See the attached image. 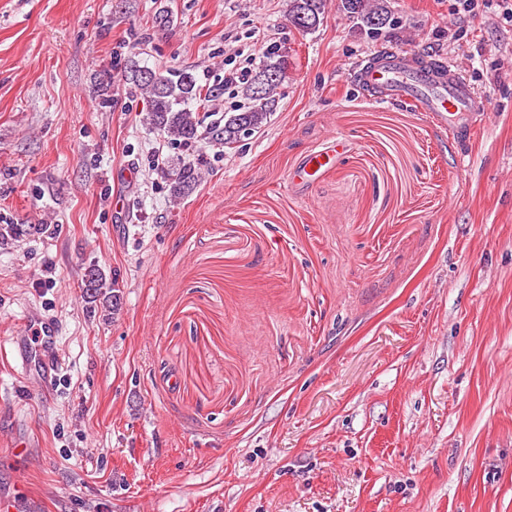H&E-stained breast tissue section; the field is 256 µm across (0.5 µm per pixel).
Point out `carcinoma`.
Wrapping results in <instances>:
<instances>
[{"instance_id": "carcinoma-1", "label": "carcinoma", "mask_w": 512, "mask_h": 512, "mask_svg": "<svg viewBox=\"0 0 512 512\" xmlns=\"http://www.w3.org/2000/svg\"><path fill=\"white\" fill-rule=\"evenodd\" d=\"M344 14L360 24L372 36H378L393 22L385 0H341ZM325 0H289L288 18L302 33H310L323 23ZM267 73L271 78L262 91L256 90V80L246 88L248 106L241 112H226L209 126H202L195 104L200 101L216 102L224 95L222 86H206L201 78L187 69L151 71L133 65L125 80L147 96L143 124L149 130L160 131L174 144L190 146L201 152L209 148L232 149L241 136L259 130L267 123L272 112V94L287 78V65L282 55L272 48L268 58L256 74ZM170 194L178 199L188 194L200 177L195 163L177 160L169 173ZM25 224H0V245L28 233ZM82 292L89 304L100 303L106 311L115 314L121 309L118 289L106 281L101 266L93 264L82 276Z\"/></svg>"}]
</instances>
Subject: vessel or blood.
Here are the masks:
<instances>
[{
  "label": "vessel or blood",
  "instance_id": "obj_1",
  "mask_svg": "<svg viewBox=\"0 0 512 512\" xmlns=\"http://www.w3.org/2000/svg\"><path fill=\"white\" fill-rule=\"evenodd\" d=\"M361 86L376 99L385 102H412L422 111L433 113L438 123L456 127L473 124L489 111L488 101L478 93L463 74L446 60L431 59L415 52L381 48L352 70ZM333 154L326 150L309 153L291 179L309 183L329 170ZM42 363L41 381L51 386L57 367L55 338L48 327H41L36 347L17 343L14 359L19 369H27L32 358Z\"/></svg>",
  "mask_w": 512,
  "mask_h": 512
}]
</instances>
